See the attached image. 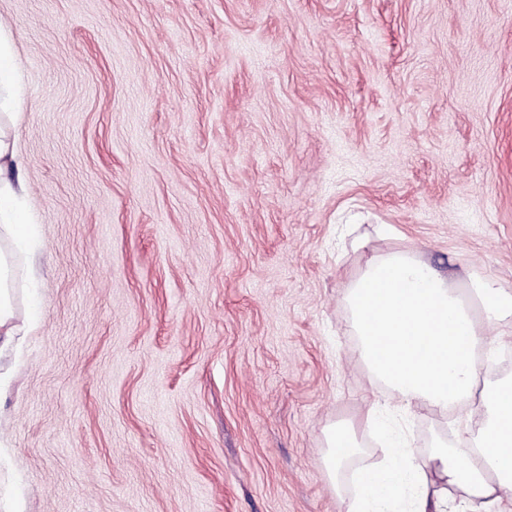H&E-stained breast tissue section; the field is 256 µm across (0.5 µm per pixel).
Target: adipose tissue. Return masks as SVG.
<instances>
[{
  "mask_svg": "<svg viewBox=\"0 0 512 512\" xmlns=\"http://www.w3.org/2000/svg\"><path fill=\"white\" fill-rule=\"evenodd\" d=\"M25 79L13 33L0 23V348L33 329L15 323L11 299L15 290L32 287L41 245L20 174ZM347 305L362 358L387 385L388 402L406 414L467 404L482 418L476 435L425 458L387 437L386 463L359 474L347 512H446L441 492L447 488L472 505L500 503L512 489V380L481 387L476 355L493 354V332L512 321V293L487 277H469L458 287L414 255L392 252L366 262Z\"/></svg>",
  "mask_w": 512,
  "mask_h": 512,
  "instance_id": "obj_1",
  "label": "adipose tissue"
}]
</instances>
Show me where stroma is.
<instances>
[{
    "mask_svg": "<svg viewBox=\"0 0 512 512\" xmlns=\"http://www.w3.org/2000/svg\"><path fill=\"white\" fill-rule=\"evenodd\" d=\"M42 248L0 512H346L386 396L346 296L402 250L512 291V0H0ZM358 452L328 470L325 432ZM424 456L477 430L419 410Z\"/></svg>",
    "mask_w": 512,
    "mask_h": 512,
    "instance_id": "obj_1",
    "label": "stroma"
}]
</instances>
